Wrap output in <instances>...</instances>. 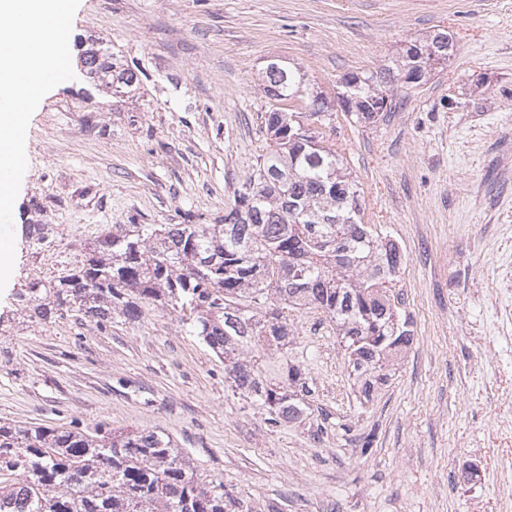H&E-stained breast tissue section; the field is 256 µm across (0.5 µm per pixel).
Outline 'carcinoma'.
I'll return each instance as SVG.
<instances>
[{
	"instance_id": "obj_1",
	"label": "carcinoma",
	"mask_w": 512,
	"mask_h": 512,
	"mask_svg": "<svg viewBox=\"0 0 512 512\" xmlns=\"http://www.w3.org/2000/svg\"><path fill=\"white\" fill-rule=\"evenodd\" d=\"M410 45L375 73L345 76L357 123L391 111L392 91L426 82L454 56ZM81 67L100 86L114 73L136 75L94 41ZM274 101L270 145L253 178L235 191L216 224H117L94 242L75 272L36 281L19 295L23 317L49 322L74 312L97 323L140 320L150 307L180 321L224 360L231 391L264 410L272 426L301 419L314 389L298 364L271 362L287 347L286 311L314 305L333 323L363 398L391 377L413 342L412 320L392 287L406 255L392 237L363 222L358 183L344 161L305 126L297 102L304 75L268 71ZM30 246L48 241L44 224L25 228ZM224 485L205 486L162 430L116 433L102 424L60 430L0 423V512H240Z\"/></svg>"
}]
</instances>
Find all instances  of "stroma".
<instances>
[{"label":"stroma","instance_id":"obj_1","mask_svg":"<svg viewBox=\"0 0 512 512\" xmlns=\"http://www.w3.org/2000/svg\"><path fill=\"white\" fill-rule=\"evenodd\" d=\"M442 29L456 57L386 117L337 110L322 129L365 223L407 256L395 290L414 341L373 401L314 309L291 312L284 351L315 388L313 412L276 427L171 310L103 324L16 315L18 293L72 273L112 225L223 217L268 147L270 61L332 101L346 74ZM72 33L138 81H66L30 119L0 292V423L165 430L202 484L250 512H512V0H80ZM27 224L48 226L41 248Z\"/></svg>","mask_w":512,"mask_h":512}]
</instances>
